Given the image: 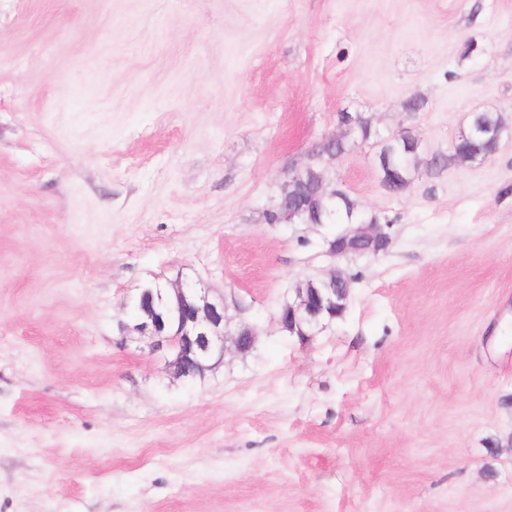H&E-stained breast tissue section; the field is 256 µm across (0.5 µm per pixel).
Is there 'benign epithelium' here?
Returning <instances> with one entry per match:
<instances>
[{
	"label": "benign epithelium",
	"instance_id": "7a95c632",
	"mask_svg": "<svg viewBox=\"0 0 512 512\" xmlns=\"http://www.w3.org/2000/svg\"><path fill=\"white\" fill-rule=\"evenodd\" d=\"M507 125L504 121L493 128H481L473 120L463 126L456 141H467L475 137H484L499 148ZM396 143L409 151L420 148L418 138L407 132L389 133L376 144L375 165L382 185L389 187L395 172L390 169L384 158L385 148ZM338 156L331 147L313 155V161L304 168L313 172L315 194L329 200L347 198L342 190L331 187L325 171L317 167V162L334 159ZM300 178V171L289 174V181L279 186L278 200L284 216L293 217L299 211L288 208V182ZM388 236L382 225L370 219L353 229L345 231L336 240L329 242L328 253L333 257L351 254L378 255L387 249ZM324 292H319L314 280L305 279L294 288V299L284 304L280 315V324L288 332L300 338L308 337L307 330L317 328L323 321L322 314L336 310V296L348 298L350 281L339 270H333L323 277ZM133 306L144 312L147 320L136 323V331L147 337L148 353L167 352L171 356L168 366L173 374H178L181 366L188 364L197 376H202L212 367L213 360L224 358L227 344H232L239 353L249 351L255 341L256 331L248 325H230L225 315L224 300L210 298L208 290L189 283L175 282L161 284L152 282L141 288L133 298Z\"/></svg>",
	"mask_w": 512,
	"mask_h": 512
}]
</instances>
